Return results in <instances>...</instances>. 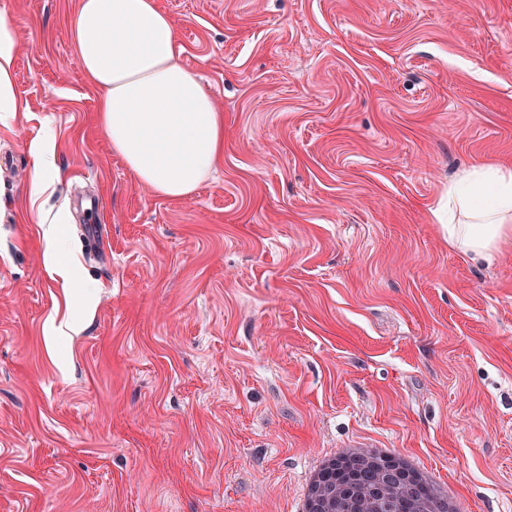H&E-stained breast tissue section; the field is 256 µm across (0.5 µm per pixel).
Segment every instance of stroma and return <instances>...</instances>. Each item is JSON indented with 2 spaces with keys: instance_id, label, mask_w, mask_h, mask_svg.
<instances>
[{
  "instance_id": "35a3bbf8",
  "label": "stroma",
  "mask_w": 512,
  "mask_h": 512,
  "mask_svg": "<svg viewBox=\"0 0 512 512\" xmlns=\"http://www.w3.org/2000/svg\"><path fill=\"white\" fill-rule=\"evenodd\" d=\"M158 2L224 114L183 199L101 131L78 0H0V512H304L357 450L512 512V244L446 227L451 182L512 166V0ZM14 27L5 16H0V112H16L18 105L14 91Z\"/></svg>"
}]
</instances>
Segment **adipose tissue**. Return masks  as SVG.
Here are the masks:
<instances>
[{"mask_svg": "<svg viewBox=\"0 0 512 512\" xmlns=\"http://www.w3.org/2000/svg\"><path fill=\"white\" fill-rule=\"evenodd\" d=\"M76 59L100 93V127L140 184L191 195L224 149V115L176 56V30L157 0H79ZM14 27L0 16V112L17 111ZM448 241L497 252L512 236V169L483 167L448 186Z\"/></svg>", "mask_w": 512, "mask_h": 512, "instance_id": "ef3b65f1", "label": "adipose tissue"}]
</instances>
